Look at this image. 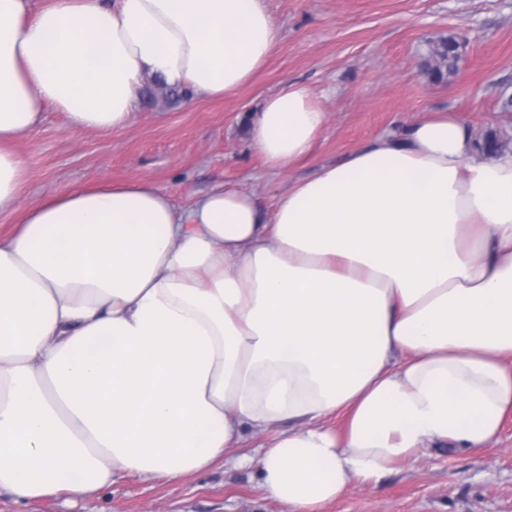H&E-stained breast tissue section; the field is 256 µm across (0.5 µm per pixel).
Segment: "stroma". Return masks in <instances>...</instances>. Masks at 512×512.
I'll use <instances>...</instances> for the list:
<instances>
[{
  "mask_svg": "<svg viewBox=\"0 0 512 512\" xmlns=\"http://www.w3.org/2000/svg\"><path fill=\"white\" fill-rule=\"evenodd\" d=\"M281 35L266 65L221 99L186 104L176 87L147 82L129 124L74 130L46 107L15 143L24 167L18 209L0 213V234L23 210L66 188L149 180L177 206L224 185L272 211L296 181L376 137L454 112L473 140L496 135L512 154V0H262ZM463 37L457 71L444 81L424 70L431 41ZM308 88L326 114L310 154L271 170L253 147V112L284 83ZM257 466L216 462L180 479L126 474L74 501L0 493V512H287L265 497ZM325 512H512V416L484 448L442 444L398 463L378 484L355 486Z\"/></svg>",
  "mask_w": 512,
  "mask_h": 512,
  "instance_id": "1",
  "label": "stroma"
}]
</instances>
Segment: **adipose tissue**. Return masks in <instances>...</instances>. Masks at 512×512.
<instances>
[{"label": "adipose tissue", "instance_id": "ef3b65f1", "mask_svg": "<svg viewBox=\"0 0 512 512\" xmlns=\"http://www.w3.org/2000/svg\"><path fill=\"white\" fill-rule=\"evenodd\" d=\"M280 31L261 0H0V213L11 146L46 107L126 127L147 79L219 98ZM326 114L286 83L251 139L280 170ZM512 415V155L454 113L389 132L263 212L221 186L177 207L147 180L70 188L0 235V492L79 497L210 468L273 437L259 485L323 512L436 441ZM344 417L342 430L329 420Z\"/></svg>", "mask_w": 512, "mask_h": 512}]
</instances>
